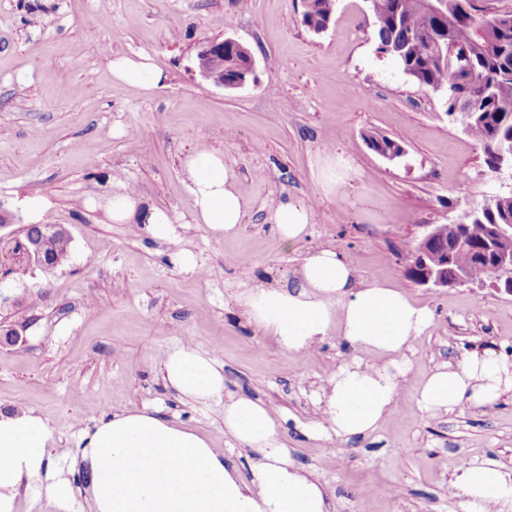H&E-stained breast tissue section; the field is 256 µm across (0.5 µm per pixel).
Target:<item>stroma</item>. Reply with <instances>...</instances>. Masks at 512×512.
I'll use <instances>...</instances> for the list:
<instances>
[{
    "mask_svg": "<svg viewBox=\"0 0 512 512\" xmlns=\"http://www.w3.org/2000/svg\"><path fill=\"white\" fill-rule=\"evenodd\" d=\"M304 0H0V213L11 232L58 224L69 258L31 269L0 244V326L24 343L0 346V410H31L49 425L53 456L78 448L79 430L103 413L149 407L232 449L241 475L251 452L224 436L222 401L182 404L156 370L188 341L224 364L226 391L284 415L296 461L326 483L335 512H464L451 486L459 459L512 467V392L493 405L428 415L418 389L434 367L474 351L512 362V295L467 286L428 288L408 274V244L427 224L512 191L438 95L378 53L363 0H338L328 30L304 26ZM233 38L256 80L227 90L195 68L200 45ZM149 57L164 73L143 89L117 82V56ZM388 136L391 161L365 137ZM223 153L250 202L237 235L194 220L183 168L195 148ZM343 158L336 183L318 175ZM135 192L138 214L112 220V195ZM312 208L294 251H278L268 207ZM165 211L194 267L177 264L145 214ZM331 247L367 280L404 291L434 315L409 357L397 406L373 433L319 440L329 374L352 358L336 336L306 355L282 349L246 319L239 288L293 278L300 258Z\"/></svg>",
    "mask_w": 512,
    "mask_h": 512,
    "instance_id": "1",
    "label": "stroma"
}]
</instances>
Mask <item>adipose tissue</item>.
<instances>
[{
  "instance_id": "ef3b65f1",
  "label": "adipose tissue",
  "mask_w": 512,
  "mask_h": 512,
  "mask_svg": "<svg viewBox=\"0 0 512 512\" xmlns=\"http://www.w3.org/2000/svg\"><path fill=\"white\" fill-rule=\"evenodd\" d=\"M195 220L222 237L237 234L249 207L223 153L195 149L184 159ZM270 221L278 250H294L311 209L279 201ZM235 299L249 323L289 352L307 354L334 335L346 347L383 357L380 365L354 358L327 378L320 421L310 436L347 440L377 430L394 411L401 382L412 370L407 354L434 321L432 311L383 282L360 281L353 265L332 248L306 253L297 282L255 285ZM165 387L192 406L224 402V434L251 450L248 475L198 430L158 411L122 409L84 431L79 451L53 464L47 423L31 411L0 412V512H18L20 493L46 499L54 512H333L320 476L299 466L287 448L280 417L259 399L224 390V365L191 344L162 354L156 365ZM512 390V363L493 351H475L437 367L421 386L424 412H461L493 404ZM85 485L73 484L75 469ZM454 490L466 512H512V468L469 463L457 468Z\"/></svg>"
}]
</instances>
